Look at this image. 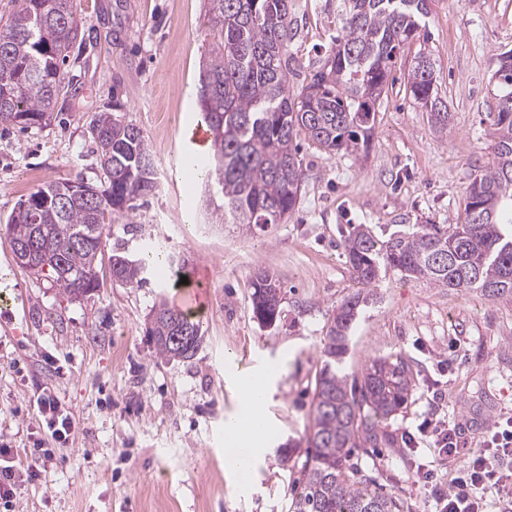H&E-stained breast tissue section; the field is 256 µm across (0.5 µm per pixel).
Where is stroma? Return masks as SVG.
<instances>
[{"label": "stroma", "mask_w": 512, "mask_h": 512, "mask_svg": "<svg viewBox=\"0 0 512 512\" xmlns=\"http://www.w3.org/2000/svg\"><path fill=\"white\" fill-rule=\"evenodd\" d=\"M206 5L73 0L87 39L66 61L68 91L54 120L26 130L0 125V284L15 314L0 319V447L29 450L45 439L41 393L77 421L65 459L18 487L15 512H291L324 338L358 289L343 230L364 224L384 239L421 224L463 223L467 188L491 161L490 61L512 48V0H431V39L399 56L368 153L331 156L300 140L306 178L286 223L264 232L216 223L217 200L179 165L182 133L201 117L199 75L214 43ZM336 5L294 0L292 91L339 34ZM422 49L451 112L443 135L405 89ZM116 96L125 121L148 140L159 184L131 221L113 224L107 247L132 259L161 247L189 281L204 282V339L189 359H157L146 334L155 304L174 298L176 277L151 273L135 287L108 279L71 300L12 252L6 224L18 202L51 181H99L89 124ZM261 268L283 285L282 314L269 327L252 312ZM372 290L350 335L347 371L359 375L372 359L400 353L414 361L417 386L384 425L389 446L357 449L354 460L404 512H423L425 489L412 470L428 451L405 450L401 435L436 418L472 440L512 417V297L437 288L392 271ZM263 372L272 437L250 491L240 493L225 462L224 421L238 406L239 383Z\"/></svg>", "instance_id": "obj_1"}]
</instances>
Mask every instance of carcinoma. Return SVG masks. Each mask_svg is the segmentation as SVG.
Segmentation results:
<instances>
[{
	"label": "carcinoma",
	"mask_w": 512,
	"mask_h": 512,
	"mask_svg": "<svg viewBox=\"0 0 512 512\" xmlns=\"http://www.w3.org/2000/svg\"><path fill=\"white\" fill-rule=\"evenodd\" d=\"M292 0H207L218 35L199 79L197 103L210 132L211 153L198 164L208 192L224 198L220 220L259 229L288 220L299 204L304 170L295 141L303 136L328 154L365 152L374 136L376 104L388 88L401 49L428 41L429 0H340L341 35L324 65L293 94L288 43L294 37ZM72 0H17L0 27V124L41 125L64 88L62 66L84 39ZM492 163L467 188L462 224H425L379 239L351 224L342 246L354 279L364 287L393 270L437 288L512 296V50L492 59ZM406 90L448 131L451 113L439 95L435 62L426 52L411 63ZM124 104L89 124L103 180L93 193L69 192L85 179L53 181L30 193L33 210L16 207L7 224L11 245L32 248L35 274L72 300L103 286L98 266L112 221L130 218L158 185L157 165L143 131L124 121ZM112 281L138 286L153 260L119 252ZM252 310L260 324L280 317L282 288L260 269L252 282ZM371 294L346 298L333 316L321 350L306 429L303 489L292 512H403V503L375 486L353 462L357 448L387 444L383 424L403 409L416 372L402 355L374 359L358 377L344 371L350 332ZM148 334L155 355L190 358L202 342L200 322L163 300Z\"/></svg>",
	"instance_id": "1"
}]
</instances>
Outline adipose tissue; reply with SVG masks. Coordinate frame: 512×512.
I'll use <instances>...</instances> for the list:
<instances>
[{
	"label": "adipose tissue",
	"instance_id": "adipose-tissue-1",
	"mask_svg": "<svg viewBox=\"0 0 512 512\" xmlns=\"http://www.w3.org/2000/svg\"><path fill=\"white\" fill-rule=\"evenodd\" d=\"M267 402V382L265 375L250 376L239 389V407L231 414L224 425L225 458L235 474V487L247 488L253 478L256 461L264 452L267 432L246 425L245 413H253L255 418H263Z\"/></svg>",
	"mask_w": 512,
	"mask_h": 512
}]
</instances>
